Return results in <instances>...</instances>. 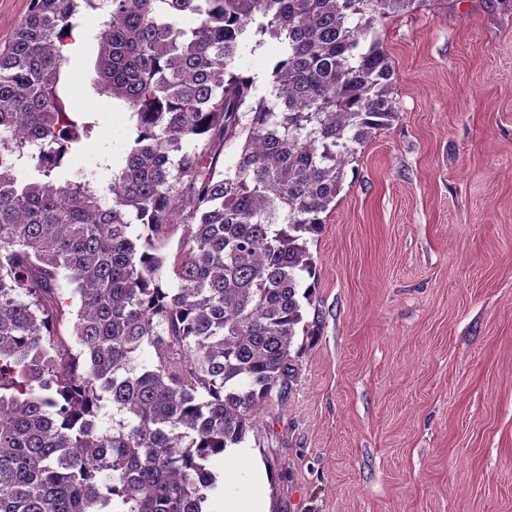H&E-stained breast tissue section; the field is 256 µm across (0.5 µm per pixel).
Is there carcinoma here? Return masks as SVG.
Segmentation results:
<instances>
[{
	"instance_id": "obj_1",
	"label": "carcinoma",
	"mask_w": 512,
	"mask_h": 512,
	"mask_svg": "<svg viewBox=\"0 0 512 512\" xmlns=\"http://www.w3.org/2000/svg\"><path fill=\"white\" fill-rule=\"evenodd\" d=\"M410 2L29 0L0 49V512H204L209 460L297 379L308 241L397 118L376 25ZM85 8L134 119L106 195L66 175L98 126L62 100ZM267 38L261 95L237 63Z\"/></svg>"
}]
</instances>
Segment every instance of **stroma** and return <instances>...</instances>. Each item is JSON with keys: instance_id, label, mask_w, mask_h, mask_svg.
Segmentation results:
<instances>
[{"instance_id": "35a3bbf8", "label": "stroma", "mask_w": 512, "mask_h": 512, "mask_svg": "<svg viewBox=\"0 0 512 512\" xmlns=\"http://www.w3.org/2000/svg\"><path fill=\"white\" fill-rule=\"evenodd\" d=\"M96 25L65 69L98 119L68 169L105 187L133 129L92 85ZM379 31L398 117L309 243L318 334L245 453L210 466L260 456L273 512H512V0H426ZM280 51L247 44L238 68L267 86Z\"/></svg>"}]
</instances>
